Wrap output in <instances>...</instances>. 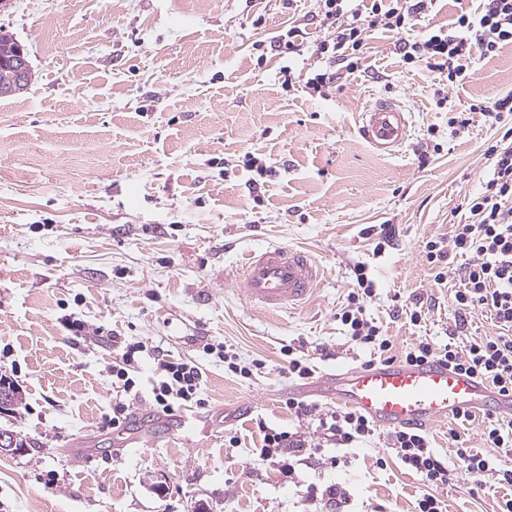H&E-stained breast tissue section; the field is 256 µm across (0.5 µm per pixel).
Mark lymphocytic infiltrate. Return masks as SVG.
<instances>
[{"mask_svg":"<svg viewBox=\"0 0 512 512\" xmlns=\"http://www.w3.org/2000/svg\"><path fill=\"white\" fill-rule=\"evenodd\" d=\"M435 0H317L319 23L326 37L316 46V55L324 67L315 69L303 81L309 94L324 95L336 80L334 66L351 73L364 70V46L369 31L381 28L390 32L411 30L427 15ZM512 45V0H479L476 9L457 14L444 29L425 30L420 40H399L396 50L405 64L422 63L432 72L446 77L449 85L469 82L474 75L471 57L495 56ZM481 112L502 136L487 147L490 173L482 190L467 201L469 217L455 225L449 238H431L424 245L427 263L436 284L458 281L452 302L456 317L446 341L437 343L421 336L394 352L390 339L367 315V304L376 295V283L365 265L353 268L354 284L347 304L338 315L350 331V339L382 360L399 357L407 363L437 360L450 368L480 378L504 394H512V93L489 104H470L468 108L448 107V125H468V113ZM489 314L499 327L494 336L467 341L460 335L468 324V315ZM63 325L73 341L89 337H108L115 353L112 377L122 396L112 403L107 427L124 426L132 413L130 396L140 384L138 372L150 362L152 377L149 395L153 407L166 415L178 410L206 406L201 392L204 372L193 361L174 359L162 346L146 341H128L106 333L72 316H64ZM286 406L300 418H315L319 428L338 446L372 439L377 429L355 410H330L287 398ZM481 433L491 447L499 451V461L479 453L460 451L465 472L479 479L494 476L498 485L512 488V418L488 414L480 422ZM387 443L397 459L420 475L423 493L417 498L415 512H443L437 489L447 485L451 472L448 462L436 453L423 429H394Z\"/></svg>","mask_w":512,"mask_h":512,"instance_id":"f902f5d3","label":"lymphocytic infiltrate"}]
</instances>
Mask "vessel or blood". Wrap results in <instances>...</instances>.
<instances>
[{
    "label": "vessel or blood",
    "instance_id": "b4317fda",
    "mask_svg": "<svg viewBox=\"0 0 512 512\" xmlns=\"http://www.w3.org/2000/svg\"><path fill=\"white\" fill-rule=\"evenodd\" d=\"M410 127V113L392 99H376L361 114L362 137L386 157L400 154ZM321 276L308 252L267 247L244 264L240 286L249 302L276 311L305 303ZM313 391L328 402L357 410L381 428H423L455 419L465 410L512 416V395L438 361L350 366L322 375Z\"/></svg>",
    "mask_w": 512,
    "mask_h": 512
}]
</instances>
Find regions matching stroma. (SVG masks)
<instances>
[{
    "label": "stroma",
    "mask_w": 512,
    "mask_h": 512,
    "mask_svg": "<svg viewBox=\"0 0 512 512\" xmlns=\"http://www.w3.org/2000/svg\"><path fill=\"white\" fill-rule=\"evenodd\" d=\"M472 0H438L424 26L369 31L371 73L337 70L327 97L303 83L283 87L273 37L299 26L296 70L317 68L326 32L315 0H7L0 30L25 49L33 71L22 93L0 98V376L22 394L0 429L30 440L0 455V512H414L423 490L384 438L336 448L315 421L285 401L302 379L284 370L283 347L316 374L364 364L370 355L336 318L366 265L376 282L367 304L394 351L437 340L454 323L453 290L435 283L423 244L449 237L490 171L495 137L473 114L453 132L437 106L439 77L402 63L397 39L447 27ZM473 79L444 90L456 103L512 92V46L473 56ZM411 112L401 156L377 155L358 115L375 98ZM434 151L427 166L417 152ZM272 170L253 200L246 156ZM391 224L377 251L366 227ZM272 245L308 251L324 270L303 306L266 311L239 288L243 256ZM436 305L424 322L408 313ZM403 316L392 317V306ZM129 340H154L206 373L209 435L148 440L120 449L102 426L114 396L112 348L73 344L65 315ZM223 345L264 369L224 371L204 344ZM252 400L251 420H237ZM307 443L289 457L258 454L256 422ZM453 482L438 492L446 512H499L504 489L466 475L459 447L496 457L475 421L427 426ZM459 441H452V434ZM237 437L230 445L229 437ZM346 465H332L336 455ZM385 465H377V458ZM291 473H282L284 463ZM341 488L335 506L326 490Z\"/></svg>",
    "instance_id": "obj_1"
}]
</instances>
